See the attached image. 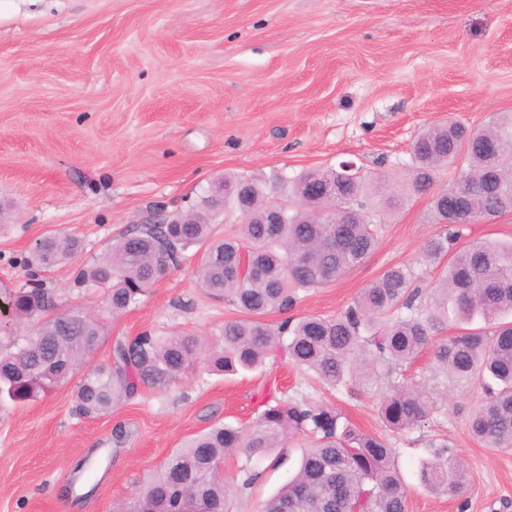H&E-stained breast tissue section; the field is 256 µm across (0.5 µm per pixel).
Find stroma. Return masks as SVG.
I'll return each instance as SVG.
<instances>
[{"label":"stroma","mask_w":512,"mask_h":512,"mask_svg":"<svg viewBox=\"0 0 512 512\" xmlns=\"http://www.w3.org/2000/svg\"><path fill=\"white\" fill-rule=\"evenodd\" d=\"M501 112H512V0H0V300L39 286L56 311L101 315L94 366L116 338L145 330L219 338L240 312L202 288L195 257L116 317L77 273L118 233L193 209L223 177L258 181L283 202L303 172L343 161L400 203L372 213L379 245L360 265L266 322L339 314L393 266L428 286L442 267L423 252L443 227L430 195L409 189L412 145L434 124L474 128ZM52 234L76 237L80 251L63 266L30 263ZM413 369L430 412L390 437L408 512H512V449L467 428L480 388L440 373L428 350ZM80 379L0 407V512H115L185 439L219 423L249 428L278 401H321L386 433L376 388L331 392L284 360L144 385L94 417L76 411ZM444 446L467 467L463 498L418 479ZM300 455L292 444L279 464L260 462L247 488L241 456L226 455V512H257Z\"/></svg>","instance_id":"35a3bbf8"}]
</instances>
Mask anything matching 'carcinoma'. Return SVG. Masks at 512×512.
I'll list each match as a JSON object with an SVG mask.
<instances>
[{"label": "carcinoma", "instance_id": "obj_1", "mask_svg": "<svg viewBox=\"0 0 512 512\" xmlns=\"http://www.w3.org/2000/svg\"><path fill=\"white\" fill-rule=\"evenodd\" d=\"M412 152L409 184L416 194L432 189L442 165H460L456 182L432 194L431 208L444 232L430 242L426 257L451 258L431 287V303H422L410 269L393 266L335 316L266 323L267 313L292 309L299 290L337 280L372 253L378 228L368 217L367 200L377 190L348 170V161L337 169H310L292 187L297 207L282 205L283 223L268 224L262 187L226 177L224 197L203 198L191 212L192 223L128 228L79 278L103 288L108 311L118 315L196 246L203 251L197 270L202 286L247 317L225 322L217 345L175 330L115 340L110 363L81 378L79 411L104 413L140 386L166 389L201 364L236 372L282 353L290 364L352 396L361 385L386 380L378 390L382 422L400 434L429 412L421 387L406 379L403 366L432 346L437 369L483 390L484 399L468 420L471 435L492 448H512V321L507 320L512 241L459 244L462 227L512 212V113L480 128L457 122L433 126L417 138ZM330 183L336 197L318 199L315 186ZM224 205L237 210L241 221L234 234L219 238L213 219ZM311 206L328 211L331 222H311ZM79 249L74 237L52 236L34 246L33 258L50 268L68 262ZM52 306L45 288H21L13 295L15 315L35 317L37 324L13 349L0 352V404L25 403L50 392L104 342L101 319L77 312L63 323L45 317ZM450 316L464 324L480 318L493 331L464 329L436 338ZM296 437L310 439L300 464L259 512H407L406 486L386 437L357 429L327 404L291 401L265 409L246 431L224 424L191 438L120 512H224L230 492L219 471L224 456H244L241 485L247 487L259 478L252 461L271 458ZM446 451L421 462L419 478L431 491L460 499L468 491L466 471Z\"/></svg>", "mask_w": 512, "mask_h": 512}]
</instances>
